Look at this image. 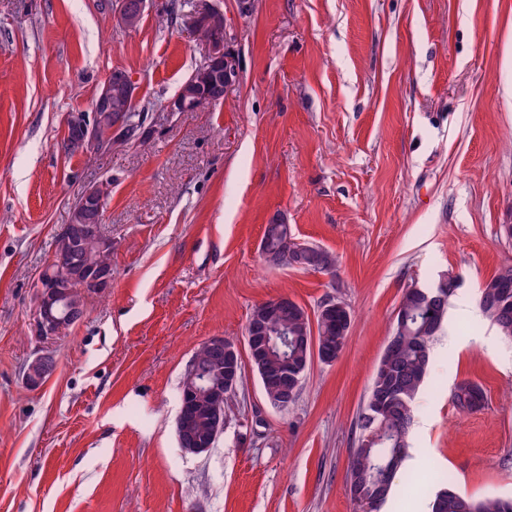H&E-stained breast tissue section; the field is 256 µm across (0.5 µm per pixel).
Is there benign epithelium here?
Returning <instances> with one entry per match:
<instances>
[{
	"instance_id": "benign-epithelium-1",
	"label": "benign epithelium",
	"mask_w": 512,
	"mask_h": 512,
	"mask_svg": "<svg viewBox=\"0 0 512 512\" xmlns=\"http://www.w3.org/2000/svg\"><path fill=\"white\" fill-rule=\"evenodd\" d=\"M149 0H116L115 18L125 29H135L143 19ZM189 25L192 31L199 33L206 29L224 26V14L213 10H197L191 14ZM205 46L203 67L187 83L177 97L169 104L171 112H196L199 109L221 101L235 86L239 76L238 62L235 55L223 42L202 40ZM135 96V83L124 70L115 69L103 82L93 108L92 119L86 120L81 114L69 118L64 132L63 143L67 150L84 154L110 151L118 145L133 142L123 123L116 119L112 102L116 99L131 101ZM108 195V187L94 184L82 190L75 202L76 210L99 218L103 199ZM63 238V248L56 259L61 265L48 277L37 281V305L33 317V335L41 339H49L64 333L65 301L69 299L70 283L76 279L83 280L86 290L90 293L104 291L112 283V268L93 266L74 270L62 264L64 255L76 251H110L112 237L103 229L79 238H71L67 234V226L59 231ZM270 323L267 316L250 321L245 336L248 357L252 363L262 362L265 350L266 326ZM206 347L224 359V367L218 378L208 376L195 368L190 362L184 378L183 404L177 417V436L180 447L191 454L199 455L208 452L212 443L188 437L184 426L190 417L187 407L196 404L202 398L215 415L224 412V405L229 396L236 392L243 374L241 352L238 345L222 336H212L206 340ZM53 356L47 352H39L25 369V379L32 388H38L50 377L49 366Z\"/></svg>"
}]
</instances>
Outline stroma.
<instances>
[{"mask_svg": "<svg viewBox=\"0 0 512 512\" xmlns=\"http://www.w3.org/2000/svg\"><path fill=\"white\" fill-rule=\"evenodd\" d=\"M0 0V512H358L347 469L404 290L459 275L380 512H428L441 478L512 497V341L479 288L512 264V0H209L240 77L198 112L166 106L204 47L193 0ZM121 69L145 138L68 155L70 114ZM111 181L112 284L61 336H32L36 282L77 194ZM269 224L336 258L270 267ZM346 304L341 355L285 410L245 366L215 448L179 445L184 372L209 337L244 344L253 308ZM57 362L37 389L24 367ZM485 392L465 414L461 381ZM148 0H117L115 18L124 29H136L143 19ZM451 401L461 411H474L484 405L485 394L477 383L464 381L451 393Z\"/></svg>", "mask_w": 512, "mask_h": 512, "instance_id": "1", "label": "stroma"}]
</instances>
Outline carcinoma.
I'll list each match as a JSON object with an SVG mask.
<instances>
[{
	"mask_svg": "<svg viewBox=\"0 0 512 512\" xmlns=\"http://www.w3.org/2000/svg\"><path fill=\"white\" fill-rule=\"evenodd\" d=\"M286 224H267L261 250L278 251L293 246ZM67 262L81 267L87 262L112 264V254L74 253ZM308 266L319 264L331 273L335 257L320 248L306 259ZM461 287L459 276L448 273L443 285L417 287L404 291L394 320L392 334L372 377L367 402L361 413L362 434L349 457L347 487L358 507L364 503L383 504L403 469L408 437L414 420V403L425 382L430 360V344L442 327L448 305ZM481 312L498 333L512 339V265H505L486 280L479 290ZM311 326L305 309L293 304L288 313L275 320L270 329L271 359L266 372L276 374L288 367V380L270 385L298 395L308 369L309 349H329L342 353L351 322L340 314L316 316L315 333L303 335ZM452 403L461 411H474L485 403L480 385L471 381L458 384L451 393ZM431 512H512V497H468L447 486L435 494Z\"/></svg>",
	"mask_w": 512,
	"mask_h": 512,
	"instance_id": "carcinoma-1",
	"label": "carcinoma"
}]
</instances>
